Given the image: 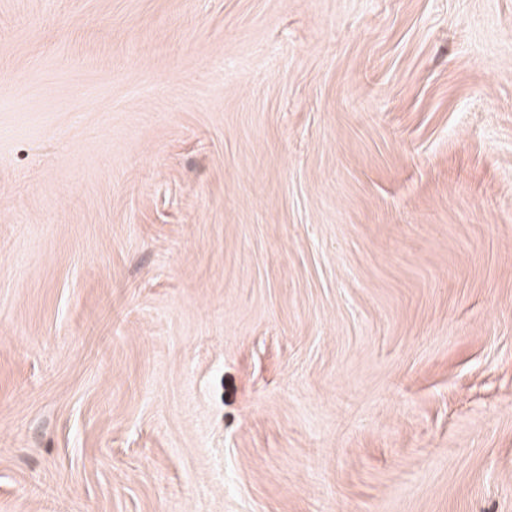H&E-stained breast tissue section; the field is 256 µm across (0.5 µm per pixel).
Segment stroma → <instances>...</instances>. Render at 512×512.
I'll return each mask as SVG.
<instances>
[{"mask_svg": "<svg viewBox=\"0 0 512 512\" xmlns=\"http://www.w3.org/2000/svg\"><path fill=\"white\" fill-rule=\"evenodd\" d=\"M0 512H512V0H0Z\"/></svg>", "mask_w": 512, "mask_h": 512, "instance_id": "stroma-1", "label": "stroma"}]
</instances>
